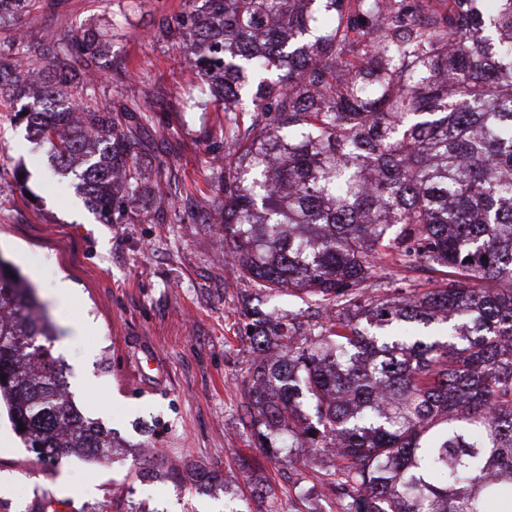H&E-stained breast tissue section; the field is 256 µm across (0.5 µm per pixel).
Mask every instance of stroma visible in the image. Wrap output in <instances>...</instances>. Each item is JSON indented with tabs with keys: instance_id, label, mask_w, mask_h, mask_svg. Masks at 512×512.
<instances>
[{
	"instance_id": "obj_1",
	"label": "stroma",
	"mask_w": 512,
	"mask_h": 512,
	"mask_svg": "<svg viewBox=\"0 0 512 512\" xmlns=\"http://www.w3.org/2000/svg\"><path fill=\"white\" fill-rule=\"evenodd\" d=\"M192 8L193 0H39L26 16L0 21V55L22 42L63 53L80 27L106 36L110 51L91 92L139 122L157 182L135 204L137 223H102L77 179L58 174L47 147L16 119L20 102L0 104V257L27 278L58 329L52 352L69 397L120 444L94 463L71 457L45 466L0 403V479L12 481L0 512H42V499L59 496L72 512H256L261 486L275 493L266 512L335 508L328 458L294 470L274 465L252 436L247 308L312 325L323 313L297 297H268L224 261L213 209L222 186L209 164L225 144L224 104L160 31ZM20 167L30 173L23 186ZM187 192L205 204L203 223L184 214ZM161 205L164 224L153 219ZM60 281L74 291L66 305L52 295ZM431 285L429 273L388 259L369 283L383 295ZM80 323L87 329L78 337ZM200 470L215 482L199 483Z\"/></svg>"
}]
</instances>
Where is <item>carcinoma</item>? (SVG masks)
Wrapping results in <instances>:
<instances>
[{
    "mask_svg": "<svg viewBox=\"0 0 512 512\" xmlns=\"http://www.w3.org/2000/svg\"><path fill=\"white\" fill-rule=\"evenodd\" d=\"M179 48L224 101V250L256 288L306 295L314 328L253 308L248 405L273 463L325 448L340 512L512 509V0H196ZM92 29L39 65L0 59V98L44 76L28 129L106 224L150 181L133 127L68 80ZM392 254L438 287L364 284ZM55 330L0 257V399L40 458H107L66 395Z\"/></svg>",
    "mask_w": 512,
    "mask_h": 512,
    "instance_id": "obj_1",
    "label": "carcinoma"
}]
</instances>
